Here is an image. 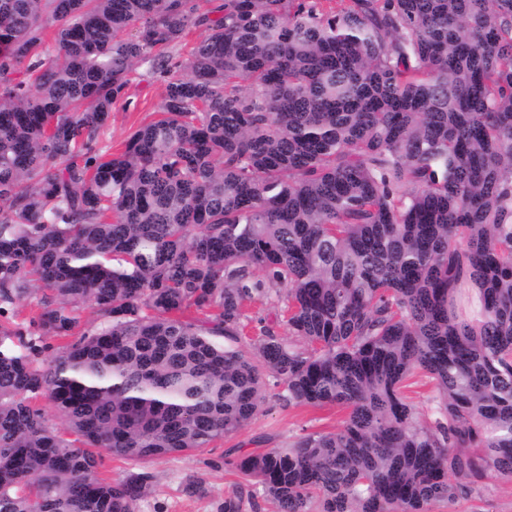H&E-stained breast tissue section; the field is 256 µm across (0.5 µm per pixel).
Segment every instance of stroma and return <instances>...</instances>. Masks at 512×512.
I'll use <instances>...</instances> for the list:
<instances>
[{"mask_svg":"<svg viewBox=\"0 0 512 512\" xmlns=\"http://www.w3.org/2000/svg\"><path fill=\"white\" fill-rule=\"evenodd\" d=\"M165 94L162 78L137 71L123 99L112 107V117L102 136L106 145L125 141L141 123L150 119ZM283 388L267 379L258 415L238 432L227 435L209 448L191 454H177L154 460L149 469L154 475L150 493L137 504V512H221L225 497L235 492L240 481L231 465L238 455L267 448H284L296 438L336 431L345 413L336 406L314 408L283 401ZM202 482L205 491L186 495L187 479ZM432 512H512V482L488 474L482 482V495L473 499L459 495L440 503Z\"/></svg>","mask_w":512,"mask_h":512,"instance_id":"1","label":"stroma"}]
</instances>
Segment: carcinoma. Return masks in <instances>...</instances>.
Returning a JSON list of instances; mask_svg holds the SVG:
<instances>
[{
	"mask_svg": "<svg viewBox=\"0 0 512 512\" xmlns=\"http://www.w3.org/2000/svg\"><path fill=\"white\" fill-rule=\"evenodd\" d=\"M201 2L0 0V512H135L153 475L103 454L210 447L264 370L347 411L232 462L278 512L512 482V0ZM139 69L165 95L114 153ZM260 299L256 363L223 339ZM409 383H412L407 391L410 400L421 413L425 414L427 417L430 416L433 398L436 396L433 383L422 374L411 379Z\"/></svg>",
	"mask_w": 512,
	"mask_h": 512,
	"instance_id": "obj_1",
	"label": "carcinoma"
}]
</instances>
